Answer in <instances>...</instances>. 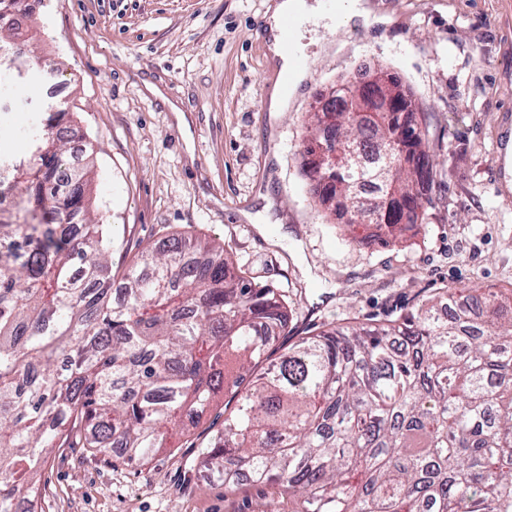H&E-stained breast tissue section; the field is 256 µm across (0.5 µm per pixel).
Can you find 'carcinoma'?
Listing matches in <instances>:
<instances>
[{
	"instance_id": "obj_1",
	"label": "carcinoma",
	"mask_w": 512,
	"mask_h": 512,
	"mask_svg": "<svg viewBox=\"0 0 512 512\" xmlns=\"http://www.w3.org/2000/svg\"><path fill=\"white\" fill-rule=\"evenodd\" d=\"M28 32L11 23L0 51ZM379 82L372 112L316 113L315 138L358 151L322 166L321 202L352 201L347 223L379 230L365 241L423 223L434 181L423 113L377 111ZM73 139L39 127L28 157L0 155V192L26 212L0 220V512L34 496L56 448L145 463L206 415L192 467L226 490L277 481L301 512H512V289L284 343L282 295L219 243L174 238L113 269Z\"/></svg>"
}]
</instances>
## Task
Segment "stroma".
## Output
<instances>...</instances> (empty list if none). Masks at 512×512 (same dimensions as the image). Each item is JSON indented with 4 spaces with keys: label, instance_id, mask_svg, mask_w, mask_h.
<instances>
[{
    "label": "stroma",
    "instance_id": "stroma-1",
    "mask_svg": "<svg viewBox=\"0 0 512 512\" xmlns=\"http://www.w3.org/2000/svg\"><path fill=\"white\" fill-rule=\"evenodd\" d=\"M387 24L302 31L312 67L288 111L267 112L268 0H42L29 55L55 61L57 98L1 87L0 154L65 112L94 146L90 210L124 267L174 236L223 243L235 266L277 288L291 332L383 323L442 288L512 285V0H369ZM398 77L425 114L436 161L425 223L359 243L307 174L313 114L360 67ZM162 90L154 96L147 83ZM266 233H259V226ZM287 247L270 244L278 231ZM198 448L138 465L56 450L38 512H297L278 483L232 491L187 472Z\"/></svg>",
    "mask_w": 512,
    "mask_h": 512
}]
</instances>
